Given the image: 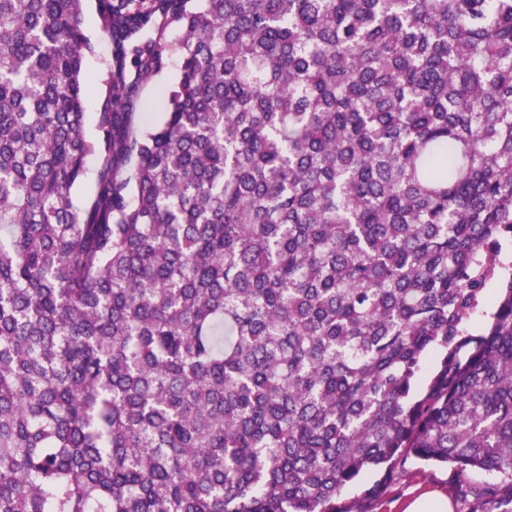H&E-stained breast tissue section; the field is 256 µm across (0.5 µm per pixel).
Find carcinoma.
Here are the masks:
<instances>
[{"mask_svg": "<svg viewBox=\"0 0 512 512\" xmlns=\"http://www.w3.org/2000/svg\"><path fill=\"white\" fill-rule=\"evenodd\" d=\"M96 13L89 134L83 0H0V512H512V0ZM95 1L84 2V26L87 35L93 44V52L85 60L84 79L91 86L92 91L86 99V128L90 133L93 129V116L98 112L100 101L105 94L104 80L106 77V63L111 54V45L99 31L95 17ZM181 60L176 53L171 60L169 67L156 76L149 83L144 84L141 89V103H154L162 93L171 88L180 75ZM96 167V157L90 156L86 163V175L84 179L78 183L72 191V199L74 204L82 203L92 193L94 189V173ZM403 470L400 480L373 502L371 512H405L410 500L427 491L441 492L447 497L433 493L420 497L406 512H452L449 500L452 502L453 512L463 511V504L452 490L455 476L450 467H430L409 458Z\"/></svg>", "mask_w": 512, "mask_h": 512, "instance_id": "1", "label": "carcinoma"}]
</instances>
